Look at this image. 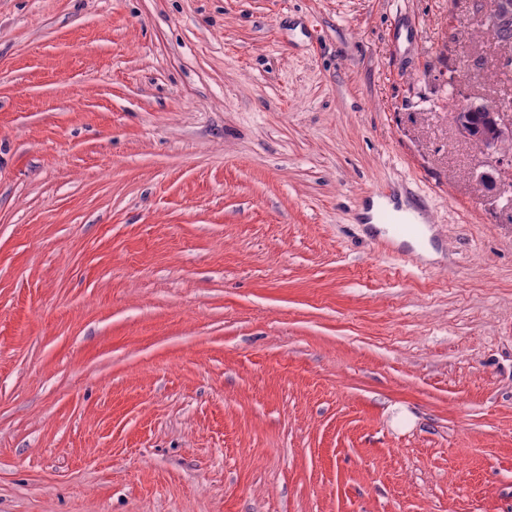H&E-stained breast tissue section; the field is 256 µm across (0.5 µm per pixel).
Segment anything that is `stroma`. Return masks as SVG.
<instances>
[{
  "instance_id": "stroma-1",
  "label": "stroma",
  "mask_w": 512,
  "mask_h": 512,
  "mask_svg": "<svg viewBox=\"0 0 512 512\" xmlns=\"http://www.w3.org/2000/svg\"><path fill=\"white\" fill-rule=\"evenodd\" d=\"M477 3L0 0V512H512ZM387 204V202H385ZM388 205V204H387ZM389 208L392 210L393 214L399 217L400 219L412 222L415 224H402L400 226L395 227V234L398 237L407 236L415 241V238L420 237L421 232L424 238H427V232L429 229L428 224H423L421 215L412 207H407L403 202L401 203V207L398 210H395L394 204H389Z\"/></svg>"
}]
</instances>
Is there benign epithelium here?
Listing matches in <instances>:
<instances>
[{
	"label": "benign epithelium",
	"instance_id": "1",
	"mask_svg": "<svg viewBox=\"0 0 512 512\" xmlns=\"http://www.w3.org/2000/svg\"><path fill=\"white\" fill-rule=\"evenodd\" d=\"M496 20L501 27H512V0H497ZM455 123L461 136L474 142L486 156L488 166L497 172L491 179L481 175L484 182L490 183L493 190L500 188L505 173V156L502 150L512 141V121L498 109L473 102L462 103L455 114Z\"/></svg>",
	"mask_w": 512,
	"mask_h": 512
}]
</instances>
